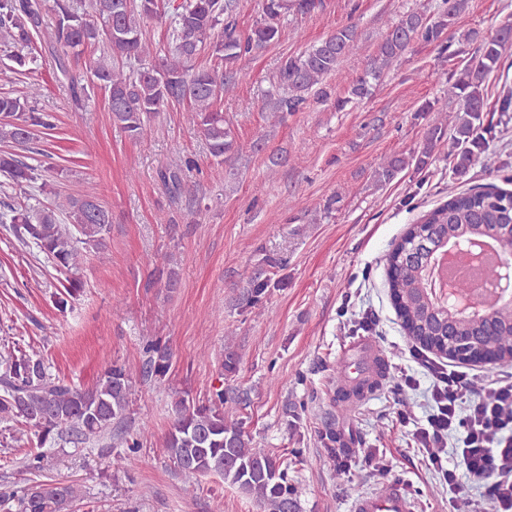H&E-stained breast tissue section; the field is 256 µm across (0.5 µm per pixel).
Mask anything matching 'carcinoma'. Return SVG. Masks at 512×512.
<instances>
[{"instance_id": "cac0c4a2", "label": "carcinoma", "mask_w": 512, "mask_h": 512, "mask_svg": "<svg viewBox=\"0 0 512 512\" xmlns=\"http://www.w3.org/2000/svg\"><path fill=\"white\" fill-rule=\"evenodd\" d=\"M237 2L183 0L169 18L172 42L162 49L145 31L146 22L158 17L154 0H0V43L25 50L14 56L20 66L55 64L56 78L68 81L71 103L77 110L90 89L104 90L112 121L133 140L143 139L151 120L160 113L183 106L210 157L222 161L234 147L222 104L224 95L235 88L237 62L279 43L282 21L289 15L323 8V0H264L263 17L243 33L236 21ZM443 4L433 17L411 11L392 23L367 68L353 82L349 97L336 99V108L370 94L412 42L444 45L468 0H443ZM511 44L509 24L482 39L464 69L448 77V98L458 103L452 124L431 125L417 152L384 159L374 171L375 181L389 183L411 165L418 171L427 169L449 126L448 161L454 176H465L478 162L488 171L497 169L490 151L497 125L484 116L485 80L499 68L505 47ZM362 50L356 27L347 25L307 52L284 58L276 76V94L268 99L273 117L279 121L299 111L315 87L321 98H328L325 79L338 73L346 56ZM203 53L214 61L212 66L195 64ZM72 63L85 68L88 84L71 74ZM40 96L36 84L22 96H0V141L17 148L0 152V173L21 192L38 180L41 191L52 186L24 156L35 152L36 129L55 128V116L38 112L32 105ZM189 170L200 167L195 159L185 157L175 169L162 171L160 179L175 194L181 189L182 172ZM55 198L52 207L5 202L0 223L11 224L20 242L34 246L64 276V292L55 300L56 307L64 311L81 287L87 249L106 244L112 213L93 186L77 195L57 192ZM59 213L66 215L68 223H59ZM501 224L512 225V193L493 185L475 187L424 214L393 245L387 256L393 269L389 288L393 301L399 303L398 315L408 336L418 341L432 336L448 316V310L432 302L426 291L425 265L404 261L414 239L434 226L436 239L430 246H439ZM496 333L493 343L503 355L512 357V311L499 312ZM152 352L150 368L162 376L169 355L157 346ZM129 379L126 367L112 364L95 387L83 390L48 373L37 353L10 355L0 372V420L20 423L39 448L55 430H71L88 440L111 430L113 421L124 416ZM176 413L165 447L183 477L196 480L216 474L255 498L266 512H296L295 489L288 485L280 462L250 446L243 421L224 415V392H215L202 404L182 397L176 402ZM76 497L77 488L72 485L38 482L16 498L15 512H62Z\"/></svg>"}]
</instances>
